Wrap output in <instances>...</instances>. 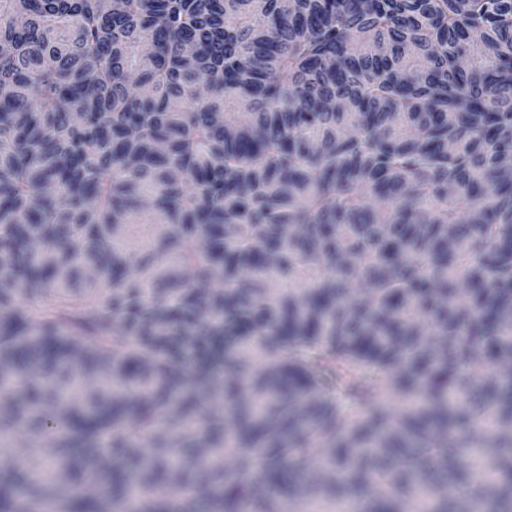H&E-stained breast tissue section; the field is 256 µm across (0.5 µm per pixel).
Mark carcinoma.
<instances>
[{"mask_svg": "<svg viewBox=\"0 0 512 512\" xmlns=\"http://www.w3.org/2000/svg\"><path fill=\"white\" fill-rule=\"evenodd\" d=\"M510 159L512 0H0V512H512Z\"/></svg>", "mask_w": 512, "mask_h": 512, "instance_id": "cac0c4a2", "label": "carcinoma"}]
</instances>
